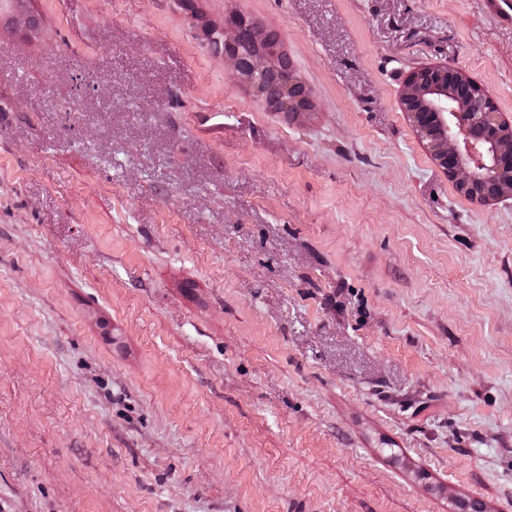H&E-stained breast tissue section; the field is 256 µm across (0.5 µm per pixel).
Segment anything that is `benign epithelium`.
<instances>
[{"label":"benign epithelium","instance_id":"benign-epithelium-1","mask_svg":"<svg viewBox=\"0 0 512 512\" xmlns=\"http://www.w3.org/2000/svg\"><path fill=\"white\" fill-rule=\"evenodd\" d=\"M247 25L239 13L224 18V56L242 83L256 95L265 96L261 76L269 69L270 58L262 54L245 60L231 51ZM450 73L457 71L434 66L411 72L401 105L418 137L458 189L475 196H493L499 182L512 180V138L501 132L503 128L512 131V124L502 118L490 94L479 88L468 103H449L446 85Z\"/></svg>","mask_w":512,"mask_h":512}]
</instances>
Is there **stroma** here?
Here are the masks:
<instances>
[{
  "label": "stroma",
  "mask_w": 512,
  "mask_h": 512,
  "mask_svg": "<svg viewBox=\"0 0 512 512\" xmlns=\"http://www.w3.org/2000/svg\"><path fill=\"white\" fill-rule=\"evenodd\" d=\"M32 0L0 34V512H512V196L400 105L512 119L486 0ZM272 33L311 108L215 41ZM248 21L242 14L232 13L224 18V28L221 32L224 38V56L233 65L234 70L239 80L246 84L257 96H267V92L262 87V81L265 86L278 87L279 89L288 83L290 72L287 69L284 57L280 54L276 55L274 51L277 45L276 38L271 34L265 32L263 39L258 42L254 32L247 27ZM247 27L248 36L245 40L238 44L239 51L244 56H251V54L261 47L277 56V62L274 68L270 69L267 77L261 79L270 67L271 60L267 55L251 56L249 59L244 60L238 53L231 51L229 48L235 46L243 37L244 29ZM262 80V81H261ZM296 79L291 80L283 89L280 100L284 101L285 107L291 106V101L294 100L290 96L291 89ZM287 93L290 99L287 97ZM307 108L306 103H296L290 107L292 112H300ZM450 75H458L462 90L470 92L476 87L467 104L448 103V66H434L408 75L401 105L418 137L458 190L474 197L479 193L493 196L499 182L512 179V138L500 140L506 132L499 130L512 132V124L502 118L490 94L456 70ZM412 103H420L424 110H409ZM483 142L489 144L487 156L481 150Z\"/></svg>",
  "instance_id": "obj_1"
}]
</instances>
